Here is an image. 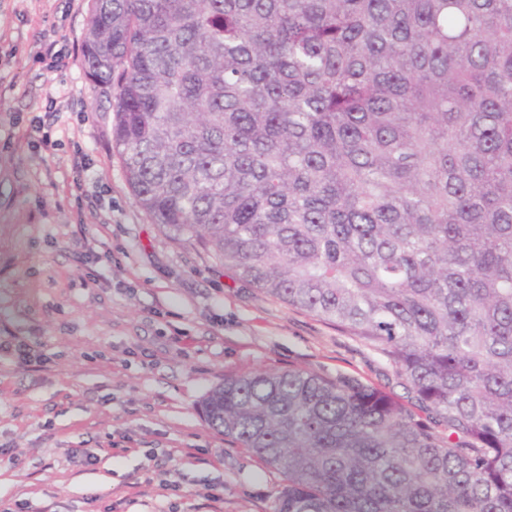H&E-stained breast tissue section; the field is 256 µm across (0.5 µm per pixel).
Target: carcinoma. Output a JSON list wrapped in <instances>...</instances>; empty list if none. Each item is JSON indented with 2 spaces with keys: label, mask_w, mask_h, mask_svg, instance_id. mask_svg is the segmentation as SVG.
<instances>
[{
  "label": "carcinoma",
  "mask_w": 512,
  "mask_h": 512,
  "mask_svg": "<svg viewBox=\"0 0 512 512\" xmlns=\"http://www.w3.org/2000/svg\"><path fill=\"white\" fill-rule=\"evenodd\" d=\"M83 63L152 223L414 399L224 377L273 512H512V0H91Z\"/></svg>",
  "instance_id": "carcinoma-1"
}]
</instances>
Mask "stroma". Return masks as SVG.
Returning a JSON list of instances; mask_svg holds the SVG:
<instances>
[{
	"label": "stroma",
	"instance_id": "stroma-1",
	"mask_svg": "<svg viewBox=\"0 0 512 512\" xmlns=\"http://www.w3.org/2000/svg\"><path fill=\"white\" fill-rule=\"evenodd\" d=\"M89 8L0 0V343L22 337L44 357L0 352V454L17 460L0 467V498L16 512H272L281 475L207 427L204 395L257 369L380 387L392 369L151 223L112 149L111 100L85 74ZM45 40L65 48L60 64L38 58ZM38 112L54 149L24 137ZM82 165L101 214L71 194ZM125 434L129 451L104 455Z\"/></svg>",
	"mask_w": 512,
	"mask_h": 512
}]
</instances>
